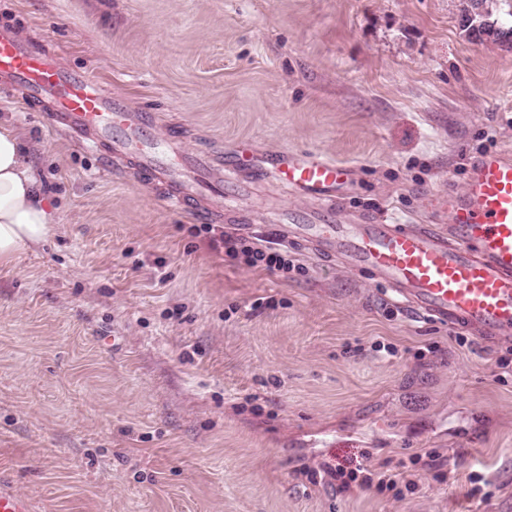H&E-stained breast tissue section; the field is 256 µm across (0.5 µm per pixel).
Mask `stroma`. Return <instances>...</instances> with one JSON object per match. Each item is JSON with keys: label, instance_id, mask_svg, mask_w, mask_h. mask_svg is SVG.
I'll use <instances>...</instances> for the list:
<instances>
[{"label": "stroma", "instance_id": "35a3bbf8", "mask_svg": "<svg viewBox=\"0 0 512 512\" xmlns=\"http://www.w3.org/2000/svg\"><path fill=\"white\" fill-rule=\"evenodd\" d=\"M459 8L0 0L1 26L152 113L158 139L227 159L249 145L223 231L299 264L275 274L211 249L134 161L0 88L57 209L44 245L0 265V474L35 512H512V341L460 336L252 228L314 206L265 174L272 155L351 167L340 224H446L474 157L512 159V50L469 40ZM429 453L399 497L324 472Z\"/></svg>", "mask_w": 512, "mask_h": 512}]
</instances>
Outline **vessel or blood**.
Masks as SVG:
<instances>
[{
  "mask_svg": "<svg viewBox=\"0 0 512 512\" xmlns=\"http://www.w3.org/2000/svg\"><path fill=\"white\" fill-rule=\"evenodd\" d=\"M0 85L26 102L51 99L53 126L92 148L137 156L145 172L171 184V202L198 198L202 217L224 212V163L177 148L161 149L151 113L122 105L89 74L51 60L13 30L0 28ZM299 195L334 203L351 171L319 157L272 163L269 170ZM447 229L433 225L338 224L333 214L288 210L287 231L317 244L352 269L389 288L402 305L487 342L512 339V160L486 154L471 167L462 194L444 205ZM0 512H34L30 500L0 481Z\"/></svg>",
  "mask_w": 512,
  "mask_h": 512,
  "instance_id": "obj_1",
  "label": "vessel or blood"
}]
</instances>
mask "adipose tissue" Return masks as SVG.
<instances>
[{"instance_id": "ef3b65f1", "label": "adipose tissue", "mask_w": 512, "mask_h": 512, "mask_svg": "<svg viewBox=\"0 0 512 512\" xmlns=\"http://www.w3.org/2000/svg\"><path fill=\"white\" fill-rule=\"evenodd\" d=\"M55 206L42 190L31 147L0 122V264H10L45 243Z\"/></svg>"}]
</instances>
